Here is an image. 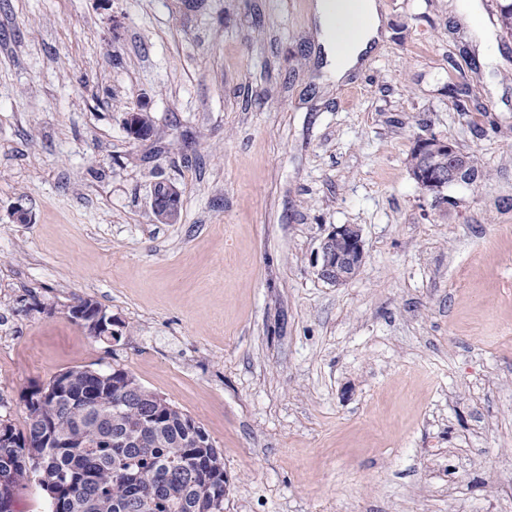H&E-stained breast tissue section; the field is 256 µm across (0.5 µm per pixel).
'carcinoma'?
Returning <instances> with one entry per match:
<instances>
[{"mask_svg":"<svg viewBox=\"0 0 512 512\" xmlns=\"http://www.w3.org/2000/svg\"><path fill=\"white\" fill-rule=\"evenodd\" d=\"M68 387L51 386L29 405L31 447L0 444V500L38 477L51 512H223L224 463L213 445L192 447L200 430L177 407L112 375L76 367Z\"/></svg>","mask_w":512,"mask_h":512,"instance_id":"cac0c4a2","label":"carcinoma"}]
</instances>
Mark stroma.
I'll return each instance as SVG.
<instances>
[{
  "label": "stroma",
  "instance_id": "stroma-1",
  "mask_svg": "<svg viewBox=\"0 0 512 512\" xmlns=\"http://www.w3.org/2000/svg\"><path fill=\"white\" fill-rule=\"evenodd\" d=\"M312 2L0 0V414L118 366L206 431L224 512H512V34L490 70L459 0H379L335 84ZM429 135L478 161L448 205L412 175ZM337 224L366 256L339 286ZM178 191L169 185L160 195H152V208L158 222L164 224L176 223L179 218L180 204ZM341 243V244H336ZM335 246L337 249L335 250ZM365 263V252L362 235L356 225L341 224L323 239L320 249L316 252L313 265L318 277L331 284L340 285L353 275L345 272L350 267ZM78 302L99 306L90 299H80ZM85 306L81 303L72 305L68 312L70 318L81 325L89 336L112 343V347L120 346L122 322L101 307Z\"/></svg>",
  "mask_w": 512,
  "mask_h": 512
}]
</instances>
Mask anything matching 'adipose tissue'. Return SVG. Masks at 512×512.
<instances>
[{"label": "adipose tissue", "instance_id": "obj_1", "mask_svg": "<svg viewBox=\"0 0 512 512\" xmlns=\"http://www.w3.org/2000/svg\"><path fill=\"white\" fill-rule=\"evenodd\" d=\"M315 15L324 72L336 82L362 67L386 34L377 0H316Z\"/></svg>", "mask_w": 512, "mask_h": 512}]
</instances>
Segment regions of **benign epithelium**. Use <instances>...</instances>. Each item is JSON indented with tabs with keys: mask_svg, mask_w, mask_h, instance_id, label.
<instances>
[{
	"mask_svg": "<svg viewBox=\"0 0 512 512\" xmlns=\"http://www.w3.org/2000/svg\"><path fill=\"white\" fill-rule=\"evenodd\" d=\"M439 149L448 156V167L433 173L425 172L417 178V183L425 194L438 202L445 199L444 189L463 179V169L455 144L435 135L421 138L414 147V152L423 158L430 152ZM152 208L158 222L173 224L177 222L180 213L178 191L168 186L160 195H152ZM342 244V250L335 249L336 244ZM365 263V252L360 229L352 224H341L323 239L320 249L316 252L313 265L318 277L331 284L340 285L351 278L346 269L357 264ZM70 318L81 325L85 332L100 340L107 341L114 347L120 346L122 340V322L107 313L101 307L85 306L76 303L69 308Z\"/></svg>",
	"mask_w": 512,
	"mask_h": 512,
	"instance_id": "benign-epithelium-1",
	"label": "benign epithelium"
}]
</instances>
